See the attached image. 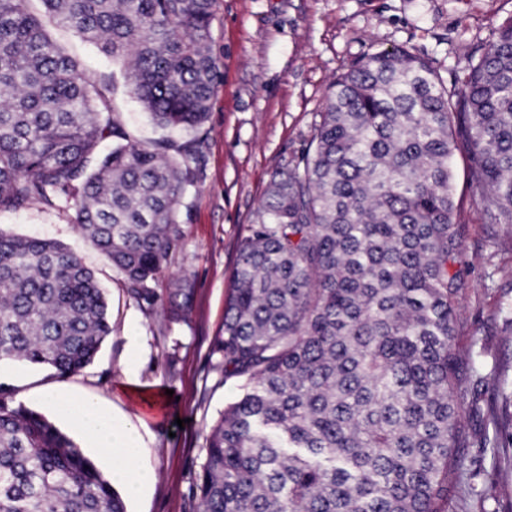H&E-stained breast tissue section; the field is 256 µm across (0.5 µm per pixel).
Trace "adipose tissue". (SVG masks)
<instances>
[{
  "instance_id": "adipose-tissue-1",
  "label": "adipose tissue",
  "mask_w": 512,
  "mask_h": 512,
  "mask_svg": "<svg viewBox=\"0 0 512 512\" xmlns=\"http://www.w3.org/2000/svg\"><path fill=\"white\" fill-rule=\"evenodd\" d=\"M41 401L69 422L84 441L112 464V482L133 497L151 490L156 473L144 458L149 432L121 411H106L95 397L46 390Z\"/></svg>"
}]
</instances>
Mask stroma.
I'll return each mask as SVG.
<instances>
[{"instance_id": "obj_1", "label": "stroma", "mask_w": 512, "mask_h": 512, "mask_svg": "<svg viewBox=\"0 0 512 512\" xmlns=\"http://www.w3.org/2000/svg\"><path fill=\"white\" fill-rule=\"evenodd\" d=\"M510 16L512 0H215L210 35L219 80L199 132L197 182L179 217L182 246L158 283L165 289L190 281L188 320L169 322L160 308L131 297L106 257L79 235L71 214L38 205L1 212L0 225L60 241L83 258L107 293L112 333L92 365L66 378L46 367L1 362L0 387L36 410L40 391L67 390L141 420L152 436L145 459L156 483L144 499L128 504V512H195L205 434L240 393L238 381L222 380L215 370L212 342L224 326L243 229L265 199L273 170L310 140L336 75L366 55L405 48L453 86ZM50 34L109 86L112 105L132 135L144 141L161 137L119 63L68 29L54 27ZM454 195L455 221L463 227L465 288L455 346L487 375L479 406L462 405L463 426L475 434L490 429L488 411L502 399L498 375L512 377V229L488 223L462 151L454 159ZM131 333L143 341L139 396L128 394L121 366L124 337ZM460 454L472 484L493 481L497 496L483 502L468 498L454 512H502L511 506L512 464L494 462L487 448Z\"/></svg>"}]
</instances>
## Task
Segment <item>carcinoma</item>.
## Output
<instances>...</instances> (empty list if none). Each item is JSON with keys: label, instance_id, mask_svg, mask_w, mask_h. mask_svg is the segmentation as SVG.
<instances>
[{"label": "carcinoma", "instance_id": "carcinoma-1", "mask_svg": "<svg viewBox=\"0 0 512 512\" xmlns=\"http://www.w3.org/2000/svg\"><path fill=\"white\" fill-rule=\"evenodd\" d=\"M213 6L0 0V212L73 202V223L128 292L175 322L192 289L182 281L162 296L155 285L182 242L199 141L133 138L48 26L123 61L155 124L191 133L218 79ZM461 147L487 219L512 226V17L459 88L404 48L373 52L330 84L311 139L274 170L241 240L212 347L241 396L206 433L197 512H449L463 496L459 449L512 461L502 436L512 394L494 437L471 438L461 422L460 400L477 404L485 382L453 346ZM111 330L106 295L75 252L0 227V362L66 377ZM0 512L127 507L73 440L0 388Z\"/></svg>", "mask_w": 512, "mask_h": 512}]
</instances>
